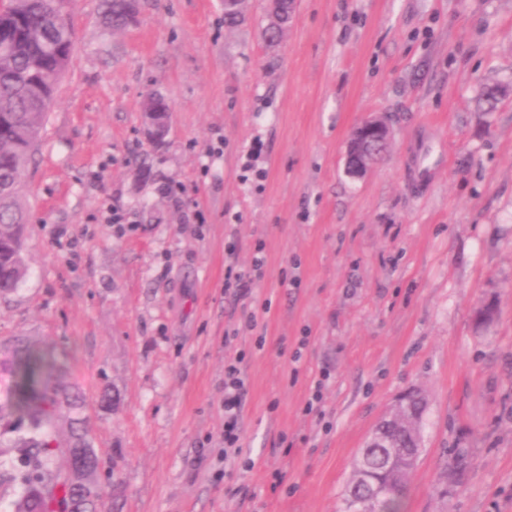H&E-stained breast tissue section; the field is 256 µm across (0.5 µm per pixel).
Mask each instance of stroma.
Instances as JSON below:
<instances>
[{"mask_svg":"<svg viewBox=\"0 0 512 512\" xmlns=\"http://www.w3.org/2000/svg\"><path fill=\"white\" fill-rule=\"evenodd\" d=\"M139 11L110 31L103 0L73 4L21 192L28 271L0 299V338L50 342L82 384L107 512H343L411 388L429 408L404 512H512V96L478 107L512 84V0H297L276 45L265 0L231 29L222 0ZM151 92L171 108L159 146ZM377 112L392 139L352 177L346 144ZM257 253L247 331L224 282ZM239 354L254 464L228 470ZM454 448L471 465L441 497ZM169 112L168 108L164 110L145 109L146 133L148 139L153 143L164 141L169 129ZM244 355L224 362V462H234L243 452V408L247 394Z\"/></svg>","mask_w":512,"mask_h":512,"instance_id":"stroma-1","label":"stroma"}]
</instances>
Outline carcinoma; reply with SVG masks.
Returning <instances> with one entry per match:
<instances>
[{
    "instance_id": "obj_1",
    "label": "carcinoma",
    "mask_w": 512,
    "mask_h": 512,
    "mask_svg": "<svg viewBox=\"0 0 512 512\" xmlns=\"http://www.w3.org/2000/svg\"><path fill=\"white\" fill-rule=\"evenodd\" d=\"M72 0H0V12L19 15V38L12 54L0 57V295L15 292L27 267L22 256L24 210L21 185L44 129L47 111L55 104L56 84L35 92L43 71L67 66L65 56L74 38L66 5ZM124 0H106L105 23L125 24ZM14 381L10 396L0 400V422L15 416L27 422L17 438L18 465L11 480L23 488L15 512H102L104 493L70 483L69 470L48 467L53 454L70 455L91 447L82 413L86 397L67 379L65 361L45 345L23 336L0 340V371ZM427 401L418 392L407 400L411 416L422 420ZM391 444L409 452L418 447L417 435L406 427L379 422ZM366 466L383 488L381 512H401L409 480H398L387 470L384 448H361ZM470 467V449L456 448L448 470L463 480Z\"/></svg>"
}]
</instances>
